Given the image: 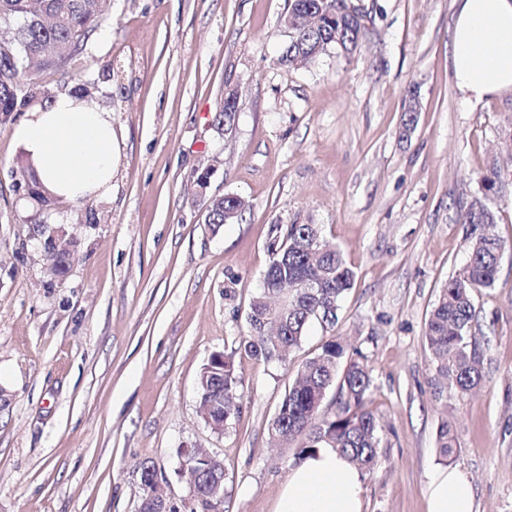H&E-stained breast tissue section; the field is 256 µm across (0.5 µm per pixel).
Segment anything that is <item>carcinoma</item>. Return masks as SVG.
<instances>
[{"label":"carcinoma","mask_w":512,"mask_h":512,"mask_svg":"<svg viewBox=\"0 0 512 512\" xmlns=\"http://www.w3.org/2000/svg\"><path fill=\"white\" fill-rule=\"evenodd\" d=\"M109 0H0V24H14L12 37L0 39V122H11L24 112L49 101L45 85L26 76L31 63L40 70L56 72L74 63L84 52L103 19ZM290 41L281 61L289 66L298 54L314 62L331 46L359 41L361 13L341 12L338 0H288ZM238 102L217 107V126L235 123ZM234 199L216 195L209 201L205 223L217 233L230 218ZM497 222L494 210L468 205L460 215L465 228L468 257L463 268L441 289L426 323L425 339L435 372L461 393L477 388L482 379L483 353L472 336L477 293L493 286L506 250L512 246L491 234L487 225ZM317 224H288L282 237L270 246L272 258L264 273L262 291L249 305V334L239 337L238 348L256 360H282L301 346L308 327L317 322L332 325L339 303L352 288L354 273L342 253L333 248L312 247ZM49 267L65 273L73 256L67 246L44 250ZM240 376L232 357L216 352L197 378L200 411L205 423L221 430L238 414L236 405ZM336 394L330 408L322 404L331 389ZM373 378L363 354L349 350L337 337L322 343L297 367L269 434L280 445L296 450L295 460L322 447L336 449L356 467L371 472L379 462L383 428L369 409ZM454 437L443 419L437 448L446 459L453 453ZM155 464L140 465V507L150 512ZM223 472L216 456L202 462L190 512H216L224 486L214 475Z\"/></svg>","instance_id":"obj_1"}]
</instances>
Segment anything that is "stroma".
<instances>
[{
	"mask_svg": "<svg viewBox=\"0 0 512 512\" xmlns=\"http://www.w3.org/2000/svg\"><path fill=\"white\" fill-rule=\"evenodd\" d=\"M358 3V48L293 68L279 61L288 0H112L75 67L43 78L55 93L86 87L111 112L119 159L105 198H30L0 124V512H137L145 461L187 500L185 445L223 462L219 512H275L294 451L272 446L269 422L297 365L333 336L364 355L385 428L363 512H428V477L445 462L471 481L476 512H512V249L475 297L480 388L447 389L439 405L425 340L467 260L461 209L494 167L495 232L512 245V95L463 100L456 0ZM413 89L421 109L407 132ZM231 91L226 131L214 115ZM226 193L249 207L214 234L207 206ZM293 223L320 225L354 285L334 327L313 325L287 360L258 361L238 339L269 246ZM59 227L76 239L62 279L43 258V231ZM216 352L241 377L240 412L219 432L197 391Z\"/></svg>",
	"mask_w": 512,
	"mask_h": 512,
	"instance_id": "35a3bbf8",
	"label": "stroma"
}]
</instances>
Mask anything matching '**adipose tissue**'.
Instances as JSON below:
<instances>
[{"instance_id":"ef3b65f1","label":"adipose tissue","mask_w":512,"mask_h":512,"mask_svg":"<svg viewBox=\"0 0 512 512\" xmlns=\"http://www.w3.org/2000/svg\"><path fill=\"white\" fill-rule=\"evenodd\" d=\"M455 84L466 102L512 94V0H459L451 34ZM30 170L49 196L79 203L112 189L118 146L112 115L66 92L14 125ZM428 512H475L473 487L455 468L432 472ZM364 477L335 449L305 457L289 474L275 512H363Z\"/></svg>"}]
</instances>
